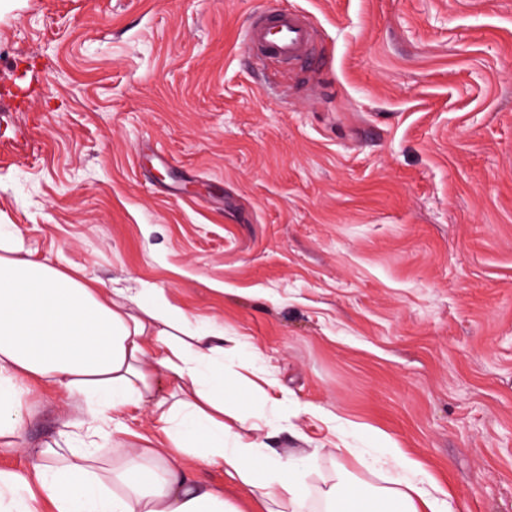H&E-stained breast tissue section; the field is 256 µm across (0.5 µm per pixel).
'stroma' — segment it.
I'll list each match as a JSON object with an SVG mask.
<instances>
[{
    "label": "stroma",
    "mask_w": 512,
    "mask_h": 512,
    "mask_svg": "<svg viewBox=\"0 0 512 512\" xmlns=\"http://www.w3.org/2000/svg\"><path fill=\"white\" fill-rule=\"evenodd\" d=\"M305 13L308 60L246 52ZM155 288L273 380L243 434L380 486L378 437L512 512V0H0V225ZM29 403L0 470L56 438Z\"/></svg>",
    "instance_id": "35a3bbf8"
}]
</instances>
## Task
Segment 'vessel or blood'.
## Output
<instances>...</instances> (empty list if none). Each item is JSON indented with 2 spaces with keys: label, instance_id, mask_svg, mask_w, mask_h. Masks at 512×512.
Segmentation results:
<instances>
[{
  "label": "vessel or blood",
  "instance_id": "obj_1",
  "mask_svg": "<svg viewBox=\"0 0 512 512\" xmlns=\"http://www.w3.org/2000/svg\"><path fill=\"white\" fill-rule=\"evenodd\" d=\"M245 39L260 55H271L289 63L306 57L311 44L306 17L283 9L255 16Z\"/></svg>",
  "mask_w": 512,
  "mask_h": 512
}]
</instances>
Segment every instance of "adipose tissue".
<instances>
[{
    "mask_svg": "<svg viewBox=\"0 0 512 512\" xmlns=\"http://www.w3.org/2000/svg\"><path fill=\"white\" fill-rule=\"evenodd\" d=\"M221 325L195 329L156 289L136 295L49 265L0 236V438L19 436L28 398L62 392L73 416L57 439L28 449L31 478L0 471V512H237L221 490L200 485L191 457L255 493L263 512H312L306 478L315 451L282 457L239 432L251 411L226 394L252 396V365L224 379ZM150 407L165 437L123 439L118 415ZM369 466L390 475L374 490L342 481L321 491L319 512H459L420 463L387 449Z\"/></svg>",
    "mask_w": 512,
    "mask_h": 512,
    "instance_id": "obj_1",
    "label": "adipose tissue"
}]
</instances>
